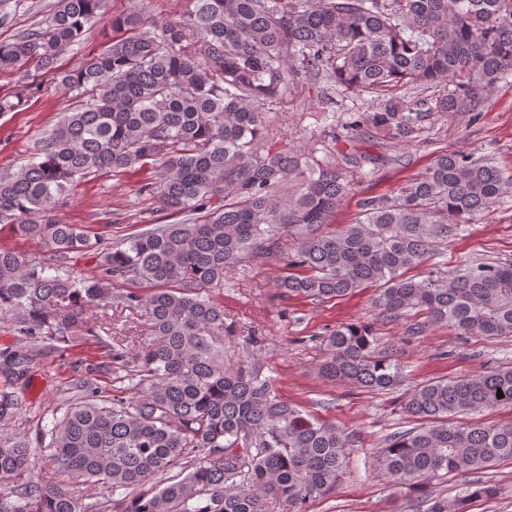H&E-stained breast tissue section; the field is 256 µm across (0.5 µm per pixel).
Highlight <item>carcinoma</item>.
Wrapping results in <instances>:
<instances>
[{"instance_id": "obj_1", "label": "carcinoma", "mask_w": 512, "mask_h": 512, "mask_svg": "<svg viewBox=\"0 0 512 512\" xmlns=\"http://www.w3.org/2000/svg\"><path fill=\"white\" fill-rule=\"evenodd\" d=\"M179 19L157 22L146 0L112 19L127 37L71 69L60 56L85 28L107 21V0H56L40 26L0 41V73L21 75L11 112L38 90L31 72L51 74L79 104L38 142L32 159L0 176V223L39 241L42 257L0 248V320L54 347L109 336L104 366L128 385L105 399L84 395L46 431L54 471L123 496L118 512H301L341 480L352 435L281 398L250 362L224 363V307L202 293L248 256H286L285 298L315 301L376 286L377 317L420 312L463 336H512V263L464 264L418 280L453 224H471L512 194V172L486 155L446 152L393 199L366 198L358 218L335 231L327 218L351 191L346 174L312 154L264 141L259 103L311 74L345 92L381 94L397 84L439 87L419 106L379 97L349 114L342 138H413L436 112H459L512 75V0H186ZM152 159L145 185L162 209L188 213L117 245L55 218L59 199L82 179ZM292 237L288 253L281 239ZM92 253L100 274L83 278L54 262ZM154 285L112 291V279ZM100 310L98 329L87 312ZM145 312L148 334L112 317ZM320 365L331 381L369 391L404 381L403 368L375 347L363 325L340 324ZM15 378L33 356L4 359ZM504 397H497V391ZM512 408V366L411 390L404 412L421 425L393 436L377 466L393 486L427 487L441 473L478 472L512 460V421L454 418ZM22 400L0 390V420ZM180 469L183 477L167 474ZM38 451L0 428V512H94L65 481L38 473ZM500 487L477 483L455 503L425 497V512H466Z\"/></svg>"}]
</instances>
